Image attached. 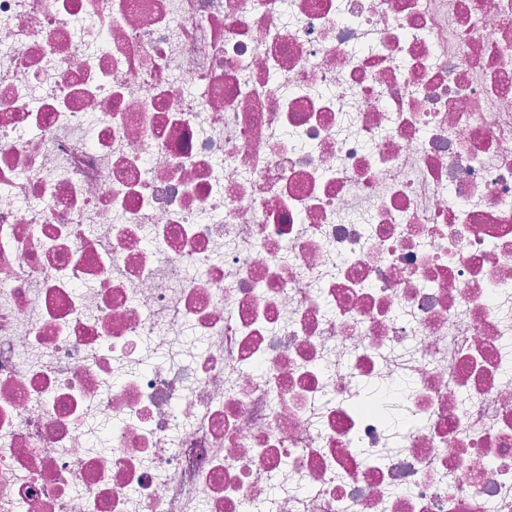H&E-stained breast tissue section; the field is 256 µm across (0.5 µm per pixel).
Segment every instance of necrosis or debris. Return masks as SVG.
<instances>
[{"instance_id": "1", "label": "necrosis or debris", "mask_w": 512, "mask_h": 512, "mask_svg": "<svg viewBox=\"0 0 512 512\" xmlns=\"http://www.w3.org/2000/svg\"><path fill=\"white\" fill-rule=\"evenodd\" d=\"M261 500L512 512V0H0V512Z\"/></svg>"}]
</instances>
